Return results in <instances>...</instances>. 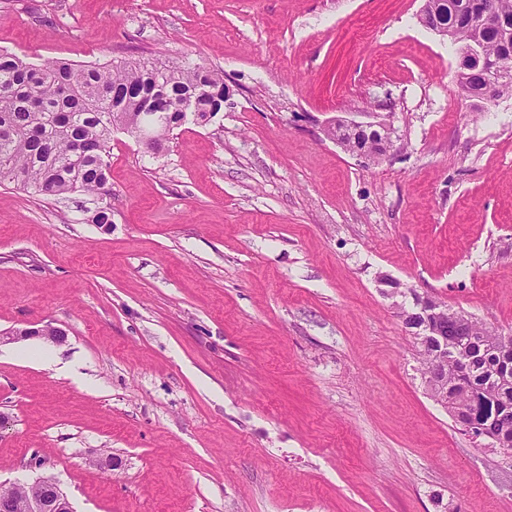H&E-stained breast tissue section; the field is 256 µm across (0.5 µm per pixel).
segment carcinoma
Wrapping results in <instances>:
<instances>
[{"mask_svg": "<svg viewBox=\"0 0 512 512\" xmlns=\"http://www.w3.org/2000/svg\"><path fill=\"white\" fill-rule=\"evenodd\" d=\"M463 12V25L452 42L468 41V9L473 0H451ZM512 34V0H491ZM486 52L495 59L497 70L488 77L506 82L512 92V44L490 41ZM217 91L224 75L203 64H179L160 58L146 68L138 62L74 64L51 60L36 65L16 55L0 53V184L8 182L28 193L56 197L71 193L104 200L108 188L109 141L113 128L131 132L141 112L165 113L164 149L174 129L182 126L183 113L173 104L181 102L198 84ZM460 323L443 318L448 327V344L466 343L474 352L472 366L464 367L453 357L438 359L422 348L420 373H440L447 388L446 410L458 429L467 432L473 421L490 423L496 439L488 448L512 449V384L505 386L479 356L496 341L512 339L472 316Z\"/></svg>", "mask_w": 512, "mask_h": 512, "instance_id": "cac0c4a2", "label": "carcinoma"}]
</instances>
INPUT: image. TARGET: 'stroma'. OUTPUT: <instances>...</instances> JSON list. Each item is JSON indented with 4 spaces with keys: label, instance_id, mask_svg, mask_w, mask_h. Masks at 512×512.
<instances>
[{
    "label": "stroma",
    "instance_id": "35a3bbf8",
    "mask_svg": "<svg viewBox=\"0 0 512 512\" xmlns=\"http://www.w3.org/2000/svg\"><path fill=\"white\" fill-rule=\"evenodd\" d=\"M422 4L0 0L27 62L160 55L230 88L162 153L113 132L110 223L0 184V330L67 333L0 346V484L52 477L75 512H512L378 283L512 335V95L459 94ZM375 115L380 163L323 133ZM37 337L45 342L60 344L65 341L66 333L60 328L45 325L38 329H17L8 332H0V346L3 343H11L19 340Z\"/></svg>",
    "mask_w": 512,
    "mask_h": 512
}]
</instances>
